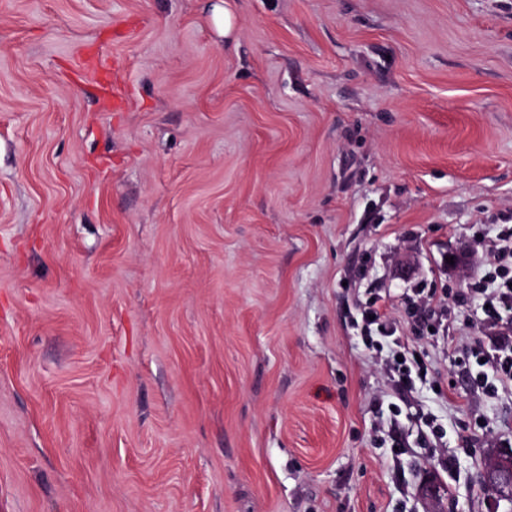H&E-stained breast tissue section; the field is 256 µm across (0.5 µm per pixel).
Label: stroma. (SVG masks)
Instances as JSON below:
<instances>
[{"mask_svg":"<svg viewBox=\"0 0 512 512\" xmlns=\"http://www.w3.org/2000/svg\"><path fill=\"white\" fill-rule=\"evenodd\" d=\"M214 2L0 0V512H512V0ZM497 253L498 265L482 278L493 288H482L486 320L493 329L487 345L479 343L471 349L467 361L484 367L491 360L496 364V377L491 389L512 387V226L504 227L490 245ZM484 360V363H481ZM369 316H375V319L370 320ZM362 319L364 322V328L369 334V338L373 340L372 334L375 333V335L380 336L388 345L401 347L399 337L396 336L389 339L396 335L397 328L389 326L386 321L382 320L381 315L375 309L365 311ZM374 325H376V327H373ZM483 478L491 483H496L502 495L512 500V457H496L491 466L483 472Z\"/></svg>","mask_w":512,"mask_h":512,"instance_id":"1","label":"stroma"}]
</instances>
